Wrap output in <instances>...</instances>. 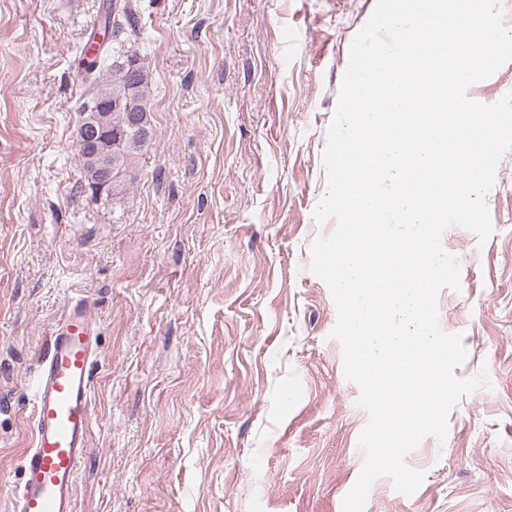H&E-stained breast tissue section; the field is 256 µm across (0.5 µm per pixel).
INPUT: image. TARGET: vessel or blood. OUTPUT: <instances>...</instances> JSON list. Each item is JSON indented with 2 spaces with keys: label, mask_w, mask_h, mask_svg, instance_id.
<instances>
[{
  "label": "vessel or blood",
  "mask_w": 512,
  "mask_h": 512,
  "mask_svg": "<svg viewBox=\"0 0 512 512\" xmlns=\"http://www.w3.org/2000/svg\"><path fill=\"white\" fill-rule=\"evenodd\" d=\"M95 332L89 302L70 299L38 362L31 445L11 512H76V479L92 428Z\"/></svg>",
  "instance_id": "vessel-or-blood-1"
}]
</instances>
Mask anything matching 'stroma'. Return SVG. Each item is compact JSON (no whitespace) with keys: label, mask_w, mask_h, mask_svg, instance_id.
<instances>
[{"label":"stroma","mask_w":512,"mask_h":512,"mask_svg":"<svg viewBox=\"0 0 512 512\" xmlns=\"http://www.w3.org/2000/svg\"><path fill=\"white\" fill-rule=\"evenodd\" d=\"M153 144L127 195L94 199L75 145L85 46L109 0H0V512L32 431L45 338L87 300L98 332L77 512H342L368 421L309 269L322 155L354 37L377 0H130ZM492 232L452 226L438 324L486 374L445 442L406 457L364 512H512V150Z\"/></svg>","instance_id":"obj_1"}]
</instances>
